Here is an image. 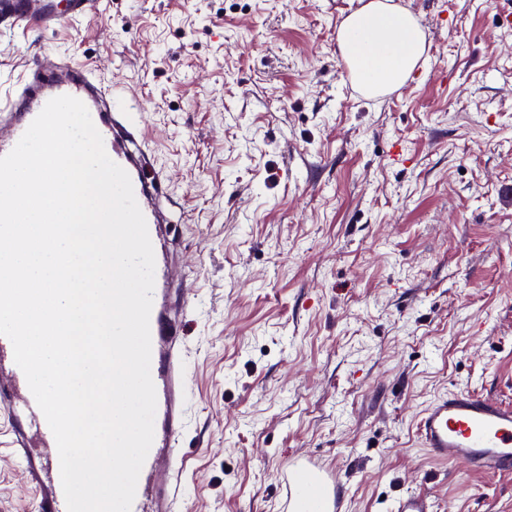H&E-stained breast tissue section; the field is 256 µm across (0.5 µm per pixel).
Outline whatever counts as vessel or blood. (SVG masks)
Here are the masks:
<instances>
[{"label": "vessel or blood", "instance_id": "vessel-or-blood-1", "mask_svg": "<svg viewBox=\"0 0 512 512\" xmlns=\"http://www.w3.org/2000/svg\"><path fill=\"white\" fill-rule=\"evenodd\" d=\"M91 0H0V24L7 27L53 26L66 17L85 14ZM70 95L87 107L109 158L129 175L145 217L155 256V284L150 314L151 377L156 390L154 453L141 469L130 512H176L177 494L154 482L158 468L172 467L180 450L184 404L190 379L183 366V325L173 308L176 282L170 273L176 249L169 231L165 176L153 162L139 124L136 99L108 93L92 67L50 52L33 58L19 79L0 98V156L17 144L46 103ZM0 411L9 425L7 451L16 459L37 499V512H67L54 436L16 365L11 342L0 336ZM420 436L437 460L465 463L475 472H512V406L467 391L437 396L420 414ZM291 512H332L331 477L313 457L289 464ZM392 512H435L429 496L408 492Z\"/></svg>", "mask_w": 512, "mask_h": 512}]
</instances>
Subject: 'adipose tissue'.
Returning <instances> with one entry per match:
<instances>
[{
	"label": "adipose tissue",
	"mask_w": 512,
	"mask_h": 512,
	"mask_svg": "<svg viewBox=\"0 0 512 512\" xmlns=\"http://www.w3.org/2000/svg\"><path fill=\"white\" fill-rule=\"evenodd\" d=\"M336 48L356 84L372 98L400 88L426 51L417 18L392 0H365L336 31Z\"/></svg>",
	"instance_id": "ef3b65f1"
}]
</instances>
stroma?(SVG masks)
<instances>
[{"label":"stroma","instance_id":"obj_1","mask_svg":"<svg viewBox=\"0 0 512 512\" xmlns=\"http://www.w3.org/2000/svg\"><path fill=\"white\" fill-rule=\"evenodd\" d=\"M394 2L428 50L378 99L336 51L360 0H95L0 28V86L45 50L144 103L190 306L181 512H290L301 454L344 512L412 490L512 512V473L438 464L416 431L451 389L512 405V0ZM35 502L0 456V512Z\"/></svg>","mask_w":512,"mask_h":512}]
</instances>
